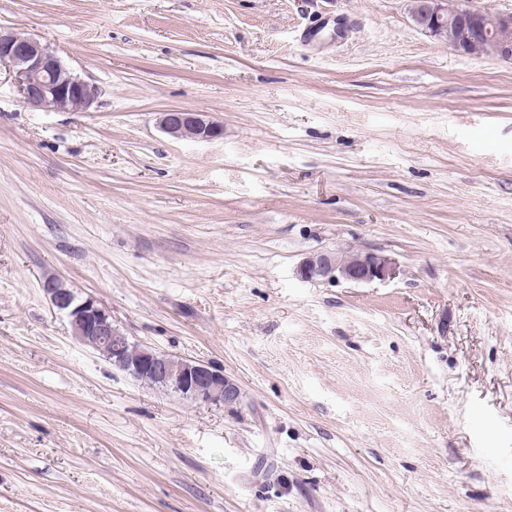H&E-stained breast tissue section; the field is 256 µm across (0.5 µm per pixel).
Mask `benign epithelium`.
Wrapping results in <instances>:
<instances>
[{"instance_id": "benign-epithelium-1", "label": "benign epithelium", "mask_w": 512, "mask_h": 512, "mask_svg": "<svg viewBox=\"0 0 512 512\" xmlns=\"http://www.w3.org/2000/svg\"><path fill=\"white\" fill-rule=\"evenodd\" d=\"M411 18L430 37L465 51L482 39L486 54L512 60V16L493 15L467 7L448 11L445 0H413ZM0 68L13 77L28 106L57 112H88L101 96L99 86L75 74L50 47L19 30H0ZM159 126L170 137L214 140L222 124L203 112L172 109L161 113ZM395 273V262L371 251H358L349 262L339 253L321 251L306 257L297 268L304 281L368 283L384 281ZM41 288L52 307L66 315L71 336L88 345L94 341L112 349V366L139 378H148L192 402L233 408L242 402L240 385L210 363L185 359L178 370L142 349L140 359H127L129 340L112 325L109 311L91 297L75 301L73 291L57 278L45 277Z\"/></svg>"}]
</instances>
